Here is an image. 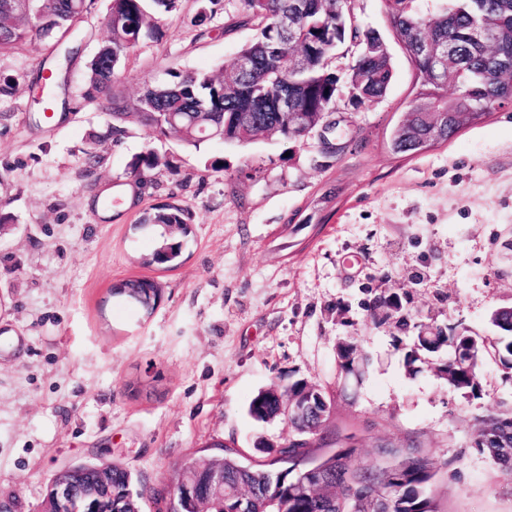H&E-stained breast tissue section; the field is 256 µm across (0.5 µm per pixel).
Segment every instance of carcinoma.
I'll use <instances>...</instances> for the list:
<instances>
[{
  "instance_id": "1",
  "label": "carcinoma",
  "mask_w": 512,
  "mask_h": 512,
  "mask_svg": "<svg viewBox=\"0 0 512 512\" xmlns=\"http://www.w3.org/2000/svg\"><path fill=\"white\" fill-rule=\"evenodd\" d=\"M200 21L212 18L216 6L224 4V31L250 26L254 37L240 53L255 60V69L246 77L230 65L226 72L180 73L165 70L146 84L134 105L115 91V76L104 65L121 60L140 39L153 35L157 20L176 7V0H114L103 19L110 39L102 44L89 61L88 83L92 97L112 117V137L125 133L124 124L134 117L140 124L164 136H173L195 148L211 140L220 130L226 143H250L278 137L303 141L325 122L333 112L340 77L328 66L338 48L348 42L357 49L351 66L350 95L357 106L382 98L393 78L390 56L374 43H369L370 30L351 24L347 13L351 0H307L306 9L297 12L294 0H202ZM383 12L390 19L398 41L408 53L416 71L418 88L403 112L404 119L391 131L390 146L396 153L417 155L421 152L416 139L428 134L432 118L438 112H454L457 118L448 121V133L440 140H452L466 124L475 123L512 102V61L495 64L494 50L471 37L483 28L498 34L500 43L512 49V0H446V6L431 15L422 14L417 0H380ZM94 0H36L27 11L14 8L10 0H0V29L7 37L0 39V51L12 49L28 40L55 44L62 33L91 13ZM454 34L447 65L440 75L421 53L420 41L435 42ZM301 54L306 71L296 74L291 58ZM496 67L498 79L483 81L484 73ZM289 88L293 94L291 111L301 114L302 121L268 108L278 94ZM453 93H448V89ZM176 123L170 128L167 117ZM160 166L171 167L168 159L147 150L136 155L130 164L129 185L132 189L146 186L149 177ZM191 213L176 204H162L146 211L139 219L142 225L158 228L163 244L147 263L166 265L181 254V241L173 238L178 231L186 234ZM139 279L123 280L112 286V295L123 297L145 313L154 311L149 295L141 292ZM386 304L397 327L409 333L395 337L407 373L414 376L435 366L439 378H447L451 386L467 399L482 396L481 362L492 352L512 374V308L496 310L492 325L498 335L475 337L474 353L456 355L452 346L467 331L459 326L438 325L429 328L423 320L403 312L400 301L377 300L374 306ZM336 364L345 379L361 382L369 365L353 336L336 344ZM288 390L309 403L303 411H293L288 421L299 436H317L327 419L323 410V391L304 380L293 382ZM256 421L268 422L279 414L277 397L270 391L257 394L248 407ZM501 433L512 440V405H502L494 415L483 420L475 451L493 463L512 469V459L498 451L494 441H481L486 430ZM271 455L266 464L251 465L239 454L224 449V454L202 464L190 494L180 497V512H344L348 500L358 499L360 512H436L430 492L435 476L431 460L417 446L403 448L383 446L379 455L383 463L366 468H353L347 458L354 452L344 448L332 454H312L306 464L278 466L292 448H266ZM219 467L224 471V491L215 492L208 483L207 470ZM109 490L97 503L98 512H134L137 500L146 489H133L131 474L121 465L110 466ZM334 499L336 506L326 508L322 502Z\"/></svg>"
}]
</instances>
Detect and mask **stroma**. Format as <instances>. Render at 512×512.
I'll list each match as a JSON object with an SVG mask.
<instances>
[{
	"mask_svg": "<svg viewBox=\"0 0 512 512\" xmlns=\"http://www.w3.org/2000/svg\"><path fill=\"white\" fill-rule=\"evenodd\" d=\"M201 5L179 0L123 60L128 98L171 67L216 70L253 37L225 32L220 14L197 24ZM108 7L96 0L80 26L61 118L46 119L37 95L51 62L44 44L0 53V502L42 512L57 471L84 463L119 464L160 490L221 440L258 460V436L296 432L284 418L253 420L250 401L304 379L331 400L329 447L352 443L351 467L414 442L434 464L440 512H512V470L471 447L480 418L512 400V377L486 355L484 395L469 401L431 371L408 375L394 319L366 311L375 297H403L412 315L489 336L492 313L512 307V106L419 155L394 153L414 72L380 0H352L394 76L384 97L358 107L340 92L333 150L316 135L195 149L134 122L116 140L86 73L110 36ZM149 148L172 168L155 170L138 200L102 210ZM164 203L188 208L190 231L175 267H147L161 240L136 221ZM132 278L160 285L152 314L111 295ZM347 336L371 360L358 384L336 365Z\"/></svg>",
	"mask_w": 512,
	"mask_h": 512,
	"instance_id": "35a3bbf8",
	"label": "stroma"
}]
</instances>
